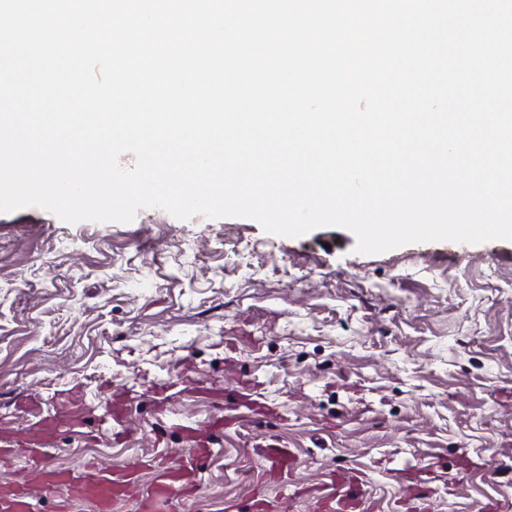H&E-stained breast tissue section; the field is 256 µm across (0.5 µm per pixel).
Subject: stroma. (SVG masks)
Returning <instances> with one entry per match:
<instances>
[{
	"instance_id": "obj_1",
	"label": "stroma",
	"mask_w": 512,
	"mask_h": 512,
	"mask_svg": "<svg viewBox=\"0 0 512 512\" xmlns=\"http://www.w3.org/2000/svg\"><path fill=\"white\" fill-rule=\"evenodd\" d=\"M344 228L297 237L250 219L69 223L0 213V425L78 393L82 433L48 463L135 466L210 444L192 497L160 512H312L360 470L361 512H416L399 471L438 464L428 512H512V240L416 242L365 255ZM127 409L110 432L107 401ZM294 455L284 479L263 454Z\"/></svg>"
}]
</instances>
